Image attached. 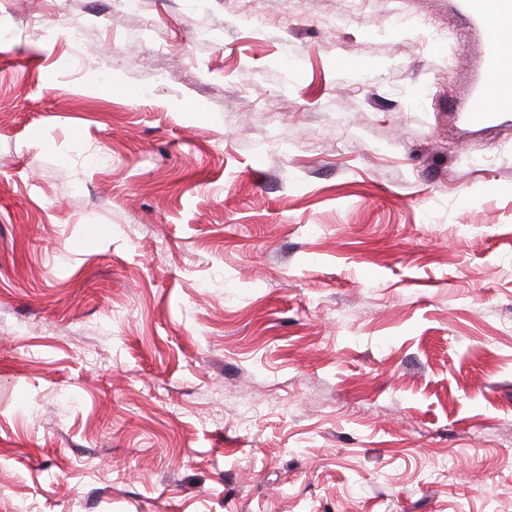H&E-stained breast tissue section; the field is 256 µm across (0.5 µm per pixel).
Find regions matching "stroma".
<instances>
[{
  "mask_svg": "<svg viewBox=\"0 0 512 512\" xmlns=\"http://www.w3.org/2000/svg\"><path fill=\"white\" fill-rule=\"evenodd\" d=\"M494 55L471 0H0V512H512Z\"/></svg>",
  "mask_w": 512,
  "mask_h": 512,
  "instance_id": "stroma-1",
  "label": "stroma"
}]
</instances>
